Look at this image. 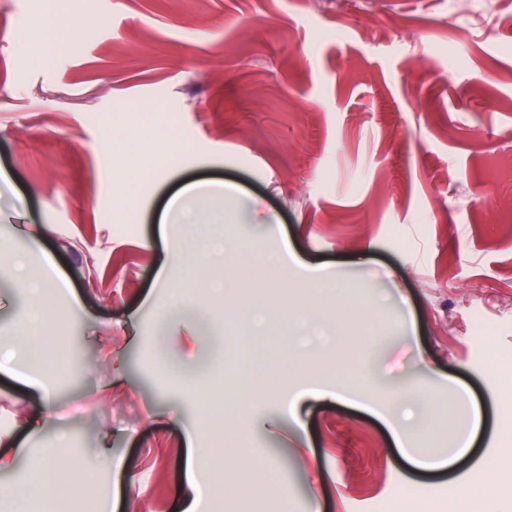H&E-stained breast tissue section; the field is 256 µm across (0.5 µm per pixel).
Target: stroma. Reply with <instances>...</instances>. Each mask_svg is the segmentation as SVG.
<instances>
[{
  "mask_svg": "<svg viewBox=\"0 0 512 512\" xmlns=\"http://www.w3.org/2000/svg\"><path fill=\"white\" fill-rule=\"evenodd\" d=\"M43 2L0 0L1 363L29 285L65 284L43 388L0 371V435L27 443L0 486L48 461L70 512H182L188 454L327 387L223 493L202 479V512H405L411 484L450 512L447 471L404 450L452 425L511 496L512 0H57L47 62L21 46ZM211 181L236 199L164 279L168 201ZM254 291L281 338L255 335ZM218 356L241 408L211 404Z\"/></svg>",
  "mask_w": 512,
  "mask_h": 512,
  "instance_id": "1",
  "label": "stroma"
}]
</instances>
